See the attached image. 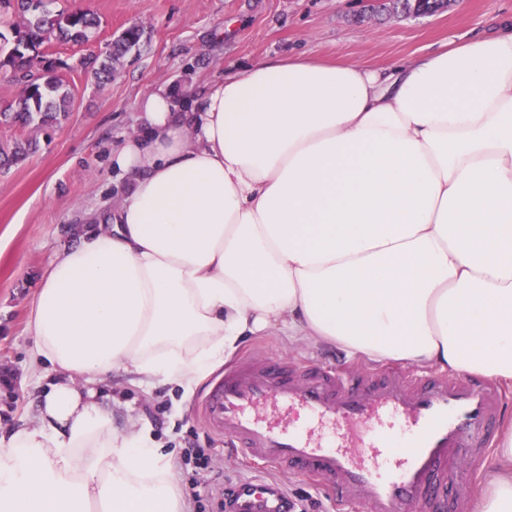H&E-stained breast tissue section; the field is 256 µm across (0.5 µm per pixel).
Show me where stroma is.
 Wrapping results in <instances>:
<instances>
[{
  "label": "stroma",
  "mask_w": 512,
  "mask_h": 512,
  "mask_svg": "<svg viewBox=\"0 0 512 512\" xmlns=\"http://www.w3.org/2000/svg\"><path fill=\"white\" fill-rule=\"evenodd\" d=\"M98 25L83 44L51 40L58 73L73 96L65 118L51 128L0 123V148L37 141L25 160L0 168V431L34 419L41 394L29 362L28 321L36 291L55 256L74 244L104 206L117 204L112 151L134 131L136 102L158 87L195 93L240 68L296 53L344 64L382 68L410 62L450 41L489 31L512 14V0H450L432 16L361 17L360 0H83ZM143 31L139 49L115 64L110 81L81 66L127 28ZM285 356L301 365L342 372L383 371L386 363L280 333L241 342L233 360ZM117 428L128 418L151 427L157 444L179 460L180 486L191 512H221L225 484L253 475L202 422L196 388L184 397L172 383L145 388L124 371L101 386ZM196 448L199 465L184 464ZM302 512H336L326 493L306 478L278 471Z\"/></svg>",
  "instance_id": "1"
}]
</instances>
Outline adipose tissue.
<instances>
[{
	"label": "adipose tissue",
	"mask_w": 512,
	"mask_h": 512,
	"mask_svg": "<svg viewBox=\"0 0 512 512\" xmlns=\"http://www.w3.org/2000/svg\"><path fill=\"white\" fill-rule=\"evenodd\" d=\"M120 202L54 259L28 331L56 372L0 433V512H186L98 386L192 391L246 337L512 383V17L381 69L298 53L136 105ZM473 512H512V423Z\"/></svg>",
	"instance_id": "ef3b65f1"
}]
</instances>
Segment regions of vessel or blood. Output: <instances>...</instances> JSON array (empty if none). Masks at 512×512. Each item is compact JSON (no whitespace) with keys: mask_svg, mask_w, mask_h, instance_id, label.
Segmentation results:
<instances>
[{"mask_svg":"<svg viewBox=\"0 0 512 512\" xmlns=\"http://www.w3.org/2000/svg\"><path fill=\"white\" fill-rule=\"evenodd\" d=\"M502 393L464 376L299 369L287 358L224 371L201 412L226 448L312 478L337 505L364 512H469L466 465L485 456ZM299 419L282 426L279 414ZM231 512H290L277 481L246 478L227 493Z\"/></svg>","mask_w":512,"mask_h":512,"instance_id":"b4317fda","label":"vessel or blood"}]
</instances>
